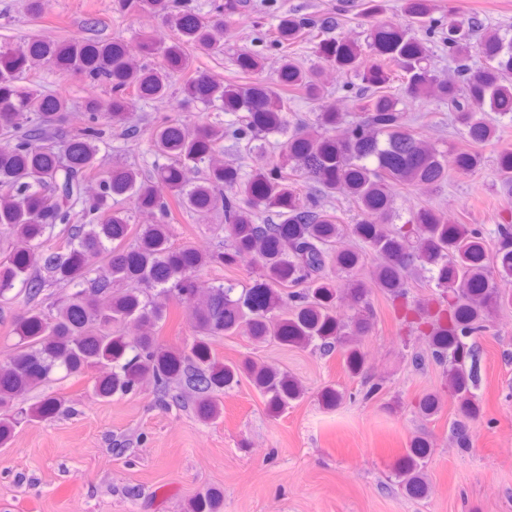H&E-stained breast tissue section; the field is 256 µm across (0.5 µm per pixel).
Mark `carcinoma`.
Masks as SVG:
<instances>
[{
  "label": "carcinoma",
  "instance_id": "carcinoma-1",
  "mask_svg": "<svg viewBox=\"0 0 512 512\" xmlns=\"http://www.w3.org/2000/svg\"><path fill=\"white\" fill-rule=\"evenodd\" d=\"M120 7L151 12L173 38L145 40L139 59L118 38L50 44L32 37L21 46L0 45V228L10 238L0 256V303L11 302L16 287L29 301L50 284L71 289L48 309H30L12 322L19 341L0 360V447L11 443L19 416L38 421L70 412L57 396L28 404L55 372L76 378L105 370L94 385L100 398L128 395L150 381L160 404L187 406L214 423L223 417L224 388L237 377L235 366L216 358V340L244 329L258 341L330 355L369 335V295H407L410 272L428 274L448 301L431 322L423 320L420 300L405 307L403 320L428 337V348L412 363L431 360L443 367L448 387L461 397L451 435L458 446L467 444L468 422L479 418L468 340L490 332L494 312L512 306V224L498 226L490 261L476 224H450L431 207L396 223L394 188L433 190L448 182L443 152L406 123L409 103L448 105L459 134L474 146L458 155V169L482 168L478 147L496 133L491 114L512 113V38L483 31L475 19L445 27L433 17L431 0H403L407 26L379 25L364 46L325 37L337 26L332 16L288 15L264 33L280 52L275 80L224 84L197 74L193 57L224 51V26L246 11L247 0H211L208 20L190 13L183 0H121ZM416 29L447 45L457 63L454 76L433 73ZM311 30L320 36L322 62L360 79L359 120L348 123L325 104L322 67L305 70L297 62L293 47ZM365 47L379 58L367 70L360 63ZM476 55L485 65L474 69ZM236 62L242 72L256 74L264 58L243 51ZM43 64L104 87L78 113L75 139L63 153L51 125L69 120V99L47 98L27 85ZM175 74L182 79L177 91L171 88ZM395 83L403 95L390 91ZM176 92V104L199 103L202 113L193 128L178 116L152 129L151 173L124 162L100 170L109 129L136 134L126 125L134 103ZM299 97L318 104L310 128H291L288 102ZM212 108L241 113L240 124L224 130ZM275 135L287 136L277 156L267 148ZM227 136L245 143L250 171L234 162L211 165ZM190 168L200 172L192 181L185 178ZM91 177L99 179L100 191L86 197L83 186ZM496 179L512 197V150L500 153ZM338 195L355 204L356 223L341 224L328 210ZM139 213L152 221L137 223ZM177 213L221 215L224 250L174 245ZM57 225L64 226L63 243L54 246L49 231ZM368 255L372 268L365 279L360 270ZM244 260L256 280L242 299L222 279H198L213 263L233 267ZM349 297L356 307L343 319L336 302ZM173 305L185 308L192 323L193 340L184 348L158 341ZM285 305L291 316L275 314ZM244 372L276 410L303 394L297 381L268 364L247 363ZM382 389L379 381H364L349 398L368 402ZM428 448L427 440L417 439L401 461L400 478L414 496L429 492L423 474Z\"/></svg>",
  "mask_w": 512,
  "mask_h": 512
}]
</instances>
